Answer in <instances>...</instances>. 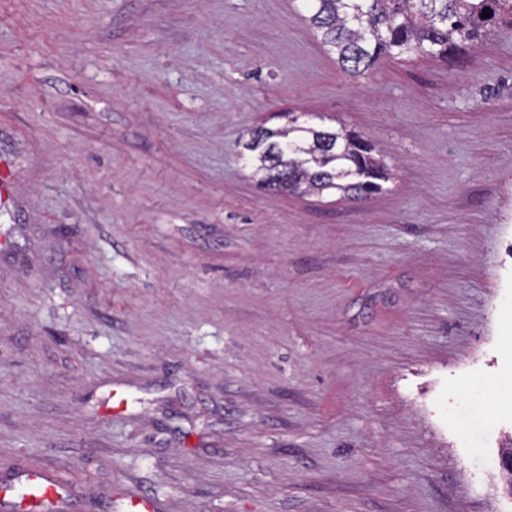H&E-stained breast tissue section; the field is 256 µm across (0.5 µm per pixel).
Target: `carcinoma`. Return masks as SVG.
I'll list each match as a JSON object with an SVG mask.
<instances>
[{
    "mask_svg": "<svg viewBox=\"0 0 512 512\" xmlns=\"http://www.w3.org/2000/svg\"><path fill=\"white\" fill-rule=\"evenodd\" d=\"M310 29L339 68L358 79L384 59L412 53L448 60L482 32L512 26V0H302ZM491 11L488 18L482 10ZM252 177L268 190L299 194L336 192L366 202L389 179L383 157L363 136L305 126L253 128L245 143Z\"/></svg>",
    "mask_w": 512,
    "mask_h": 512,
    "instance_id": "1",
    "label": "carcinoma"
}]
</instances>
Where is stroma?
<instances>
[{"instance_id":"obj_1","label":"stroma","mask_w":512,"mask_h":512,"mask_svg":"<svg viewBox=\"0 0 512 512\" xmlns=\"http://www.w3.org/2000/svg\"><path fill=\"white\" fill-rule=\"evenodd\" d=\"M301 0H0V487L55 512H512V28L339 69ZM382 150L258 188L259 124ZM252 177L268 190L299 194L336 192L344 200L366 202L389 179L383 157L363 136L346 130L298 125L253 128L245 143Z\"/></svg>"}]
</instances>
